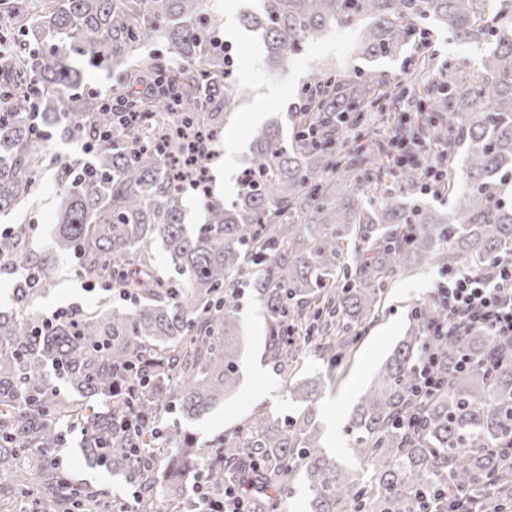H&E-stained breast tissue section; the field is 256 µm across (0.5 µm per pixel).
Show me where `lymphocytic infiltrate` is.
I'll list each match as a JSON object with an SVG mask.
<instances>
[{
	"mask_svg": "<svg viewBox=\"0 0 512 512\" xmlns=\"http://www.w3.org/2000/svg\"><path fill=\"white\" fill-rule=\"evenodd\" d=\"M387 151L396 167L423 168L421 189L437 193L444 169L431 160L428 147L409 148L400 135L388 139ZM445 317L427 322L414 362L419 400H427L441 385L437 371L436 344L444 338L464 336L482 330L499 343L512 347V255L500 257L486 272H464L442 276L428 297ZM416 512H503L500 504L482 499L468 488L448 494L434 490L419 496Z\"/></svg>",
	"mask_w": 512,
	"mask_h": 512,
	"instance_id": "f902f5d3",
	"label": "lymphocytic infiltrate"
}]
</instances>
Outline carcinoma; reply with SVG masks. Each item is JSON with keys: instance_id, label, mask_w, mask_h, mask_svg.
<instances>
[{"instance_id": "cac0c4a2", "label": "carcinoma", "mask_w": 512, "mask_h": 512, "mask_svg": "<svg viewBox=\"0 0 512 512\" xmlns=\"http://www.w3.org/2000/svg\"><path fill=\"white\" fill-rule=\"evenodd\" d=\"M206 0H43L31 15L4 9L21 41L0 33V213L34 204L50 176L64 202L53 250H34L24 228L0 231V273L16 274L14 307L0 312V475L3 495L49 499L65 512L82 499L104 512L123 503L74 483L56 462L67 435H82L86 463L119 476L138 493L140 512H193L181 494L203 471L215 497L234 481L253 512H286L303 475L311 512H415L430 489L459 487L512 498V349L485 332L437 344L442 388L423 406L413 363L425 305L361 396L348 431L359 468L342 467L323 446L314 418L321 378L298 379L314 352L341 367L380 315L384 290L415 266L488 271L512 252V0H249L242 25L260 34L269 65L286 67L302 46L342 24L353 52L396 58L415 33L442 30L480 49L468 73L429 54L409 75L421 86L420 119H396L410 142L466 148L462 180L448 156V208L421 197L418 166L398 169L373 140L372 113L393 112L374 69H327L303 84L289 120L255 133L237 197L208 194L207 223H182L177 182L189 167L178 129L221 134L236 108L234 66L217 38ZM165 22L163 54L141 58ZM81 57L119 68L112 96L82 95ZM137 124L120 123L128 113ZM59 125L82 143L63 162L40 129ZM394 174L399 188L366 195ZM162 247L171 274L155 264ZM71 251V273L94 297L55 319L38 301L61 276L54 253ZM254 286L269 317L268 351L306 408L294 419L261 412L230 437L183 440L172 414L202 416L240 383L243 362L238 284ZM497 351L489 374L459 361ZM417 414L419 425L405 418ZM140 425L120 431L122 417ZM131 448H148L138 460Z\"/></svg>"}]
</instances>
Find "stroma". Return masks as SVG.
I'll return each mask as SVG.
<instances>
[{
    "mask_svg": "<svg viewBox=\"0 0 512 512\" xmlns=\"http://www.w3.org/2000/svg\"><path fill=\"white\" fill-rule=\"evenodd\" d=\"M354 34L347 28L333 27L317 42L306 45L286 68L268 66L261 38L244 32L242 40L230 41L228 49L237 67L238 107L224 118L225 132L233 133L241 146L239 165H246L248 148L257 128L252 106L271 88L281 89L283 98L266 101L265 117L287 119L288 109L312 73L333 67L345 69L365 67L364 59L352 52ZM60 203L53 183H46L39 201L31 207L21 206L9 215L0 216L2 224H23L28 229L31 247L47 249L51 244L50 229ZM435 266L417 268L393 280L385 293L384 309L378 321L370 325L357 349L341 371L331 373L315 409L317 422L326 416L336 419V437L326 441L327 451L338 460L350 461L351 441L345 433L353 410L365 389L372 383L381 364L404 336L411 323L412 309L424 300L440 279ZM243 330V366L238 391L202 417L179 418L180 431L199 440H210L232 434L253 414L266 411L285 418L296 415L301 405L293 400L282 376L267 350L268 318L251 284L242 283L238 298ZM59 455L72 478L95 490L108 491L123 499L131 494L125 483L102 469L89 468L74 445L62 448Z\"/></svg>",
    "mask_w": 512,
    "mask_h": 512,
    "instance_id": "stroma-1",
    "label": "stroma"
}]
</instances>
